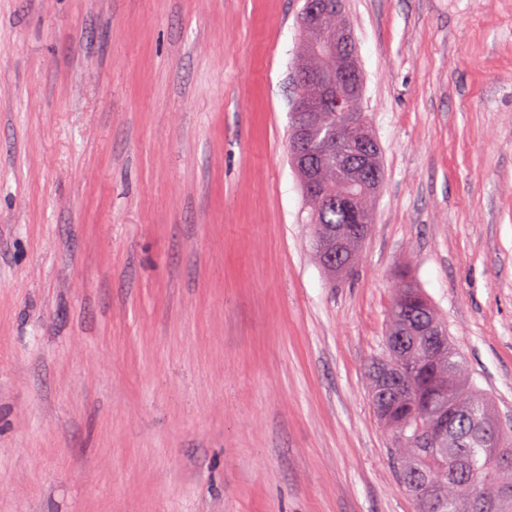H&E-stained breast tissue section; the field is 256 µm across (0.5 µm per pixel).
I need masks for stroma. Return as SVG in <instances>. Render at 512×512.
Segmentation results:
<instances>
[{"label": "stroma", "mask_w": 512, "mask_h": 512, "mask_svg": "<svg viewBox=\"0 0 512 512\" xmlns=\"http://www.w3.org/2000/svg\"><path fill=\"white\" fill-rule=\"evenodd\" d=\"M304 0H0V512H414L369 399L411 276L512 430V0H346L383 184L333 282Z\"/></svg>", "instance_id": "1"}]
</instances>
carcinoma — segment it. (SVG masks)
Returning <instances> with one entry per match:
<instances>
[{"instance_id":"cac0c4a2","label":"carcinoma","mask_w":512,"mask_h":512,"mask_svg":"<svg viewBox=\"0 0 512 512\" xmlns=\"http://www.w3.org/2000/svg\"><path fill=\"white\" fill-rule=\"evenodd\" d=\"M344 16L327 17L322 28L304 42L302 61L328 65L322 45L336 36ZM336 123V114L318 112L309 129L310 138L323 146L324 154L309 158L300 166L292 157L300 179L314 178L321 187L320 201L308 205V222L313 225V247L321 256L329 246L319 234L322 224H346V214L336 208L321 209L323 201L347 190L346 171L336 163L335 145L326 139V130ZM363 241L345 242L341 269L324 268L331 277L353 270ZM387 333L403 330L407 345L401 352L386 350V357L368 366L371 403L378 420L393 438L392 454L398 465L399 482L416 504L417 512H512V465L497 467L496 458H512V432L504 429L489 400L468 381L459 352L451 341L442 351L431 349L422 330L403 322L404 310L417 303L429 307L424 323L444 328L435 309L413 281L400 277L395 283ZM412 360L425 368L426 382L413 383L401 397L381 398L377 373L385 365ZM453 407L459 415L448 430V446L433 448L420 432L436 413Z\"/></svg>"}]
</instances>
